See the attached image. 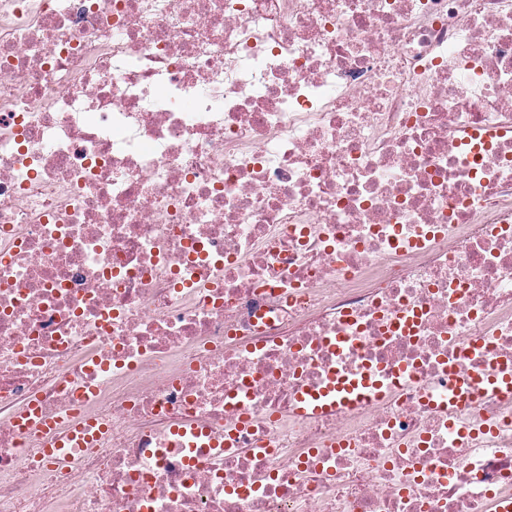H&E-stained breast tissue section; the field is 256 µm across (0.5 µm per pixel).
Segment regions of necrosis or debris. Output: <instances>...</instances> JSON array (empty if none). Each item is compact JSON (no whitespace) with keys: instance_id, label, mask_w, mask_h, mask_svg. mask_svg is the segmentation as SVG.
<instances>
[{"instance_id":"obj_1","label":"necrosis or debris","mask_w":512,"mask_h":512,"mask_svg":"<svg viewBox=\"0 0 512 512\" xmlns=\"http://www.w3.org/2000/svg\"><path fill=\"white\" fill-rule=\"evenodd\" d=\"M508 367L512 0H0V512H491ZM369 386L370 382L366 378L348 380L333 376L324 389L304 392L299 398L302 404L299 410L303 413H318L330 409L351 408L374 395L368 390ZM79 427L76 432H73L67 441H57L54 440L53 444L55 448H43L45 456L49 459L59 462L60 460H65L68 456H70L75 448L80 447L83 444L84 440H88L90 435L88 431L90 427Z\"/></svg>"}]
</instances>
